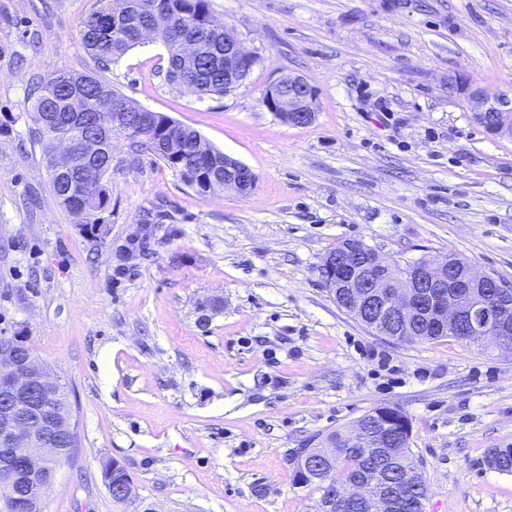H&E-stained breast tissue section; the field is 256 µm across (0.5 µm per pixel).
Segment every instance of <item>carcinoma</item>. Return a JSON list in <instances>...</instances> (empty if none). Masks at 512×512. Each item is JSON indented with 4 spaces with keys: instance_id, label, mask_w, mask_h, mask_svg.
<instances>
[{
    "instance_id": "obj_1",
    "label": "carcinoma",
    "mask_w": 512,
    "mask_h": 512,
    "mask_svg": "<svg viewBox=\"0 0 512 512\" xmlns=\"http://www.w3.org/2000/svg\"><path fill=\"white\" fill-rule=\"evenodd\" d=\"M125 5L123 14L115 15L112 0H96L93 9L81 20L84 48L104 68L137 44L142 28L155 26L159 41L168 54L166 76L175 85L184 86L200 96L224 94V32L205 24L210 16L208 0H121ZM183 42L195 44V59L187 67L177 53V45ZM31 112L38 125L40 139L44 144L52 192L59 204L78 224L90 225L93 235L99 234L95 224L100 222L99 214L110 209L112 204V169H125L132 165L141 153L149 150L163 156L162 146L166 134L152 128L140 131L135 137L126 129L112 127V111L133 112L140 108L122 100L98 78L89 74L60 71L41 81L31 92ZM88 112L107 115L106 127L101 129V151L87 159V165L97 169V175L89 181L83 180L82 169L70 173L73 189H68L62 177L53 171L51 159L56 144L64 139L81 142L82 129L73 120L72 113ZM123 137L129 141V160L112 164V139ZM182 140L183 153L179 161L165 164L178 172L184 183L187 172L194 169L201 157L211 159L210 166L224 170V154L212 146L203 152L198 146L197 131L186 126L178 134ZM411 448H390L384 459L373 463L380 469L382 480L371 487L370 496L385 490L401 493L402 507L398 512H423V500L427 497V486L422 477L414 483L403 486L400 467L413 462ZM367 459L362 448H345L330 462L324 463L316 477L305 481V486L316 493H322L324 485L334 484L340 488L356 480ZM489 468L512 474V448H493L487 456ZM103 478L106 486L122 484L135 490L126 469L117 461L103 464Z\"/></svg>"
}]
</instances>
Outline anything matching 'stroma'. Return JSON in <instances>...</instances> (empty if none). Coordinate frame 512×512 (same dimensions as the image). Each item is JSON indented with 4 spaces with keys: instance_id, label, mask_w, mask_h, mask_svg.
I'll return each mask as SVG.
<instances>
[{
    "instance_id": "stroma-1",
    "label": "stroma",
    "mask_w": 512,
    "mask_h": 512,
    "mask_svg": "<svg viewBox=\"0 0 512 512\" xmlns=\"http://www.w3.org/2000/svg\"><path fill=\"white\" fill-rule=\"evenodd\" d=\"M94 3L0 0V329L62 379L78 439L43 512H120L106 459L157 512H312L298 449L380 406L409 418L424 512H512V474L485 463L512 448V351L376 334L321 274L358 240L512 285V137L469 101L512 87V0H209L256 63L204 97L166 81L158 42L98 65ZM61 69L194 128L254 189L199 195L147 152L92 236L50 189L27 98ZM289 73L316 92L310 124L264 104ZM102 473H103L104 483H105L106 487H111L112 484H116V483L122 484V485L126 486L127 488L128 487L130 488V490L132 491L133 496L135 497L136 500L141 501V502L145 501L144 498L139 497V495L137 494L134 484H133L131 478L129 477L128 473L126 472V469L122 465H120L117 461L112 460V461L105 462L103 464ZM105 480H108V483H106Z\"/></svg>"
}]
</instances>
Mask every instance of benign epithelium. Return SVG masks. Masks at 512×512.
I'll return each instance as SVG.
<instances>
[{
	"instance_id": "obj_1",
	"label": "benign epithelium",
	"mask_w": 512,
	"mask_h": 512,
	"mask_svg": "<svg viewBox=\"0 0 512 512\" xmlns=\"http://www.w3.org/2000/svg\"><path fill=\"white\" fill-rule=\"evenodd\" d=\"M255 62L234 31L224 29V87L239 85L243 73L251 71ZM470 99L475 120L483 124L490 118L492 133L512 137V90L488 93L476 88ZM315 100L309 83L292 74L272 82L264 96L268 111L288 124L311 123ZM255 181L245 164L224 157V189L247 194ZM321 269L328 273L325 285L338 305L382 335L412 338L420 326L438 333L466 326L474 340L487 338L500 347L512 348V320L487 317L492 300L512 305V290L452 256L429 258L400 278L389 274L377 252L367 254L348 243L338 253H327ZM19 342L14 332L0 330V496L6 512L27 508L35 512L41 500L39 478L60 451L57 434L64 429L75 431V424L69 403L61 397V380L36 358L19 357ZM341 442L372 449L392 446L385 430L372 432L360 425L347 431ZM22 477L31 484L28 500L15 492ZM372 485L373 480L365 475L347 485L338 497L355 501Z\"/></svg>"
}]
</instances>
